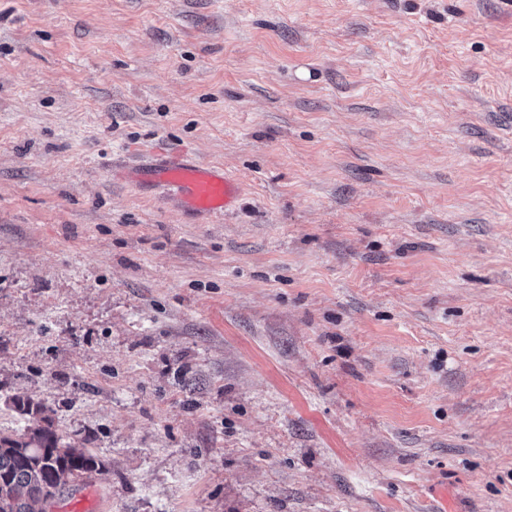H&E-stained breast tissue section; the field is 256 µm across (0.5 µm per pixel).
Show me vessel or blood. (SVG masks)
I'll return each mask as SVG.
<instances>
[{"instance_id": "1", "label": "vessel or blood", "mask_w": 512, "mask_h": 512, "mask_svg": "<svg viewBox=\"0 0 512 512\" xmlns=\"http://www.w3.org/2000/svg\"><path fill=\"white\" fill-rule=\"evenodd\" d=\"M125 176L138 186L165 190L183 210L205 217H224L242 194L240 180L232 172L185 155H153Z\"/></svg>"}]
</instances>
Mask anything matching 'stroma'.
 Here are the masks:
<instances>
[{
	"label": "stroma",
	"instance_id": "obj_1",
	"mask_svg": "<svg viewBox=\"0 0 512 512\" xmlns=\"http://www.w3.org/2000/svg\"><path fill=\"white\" fill-rule=\"evenodd\" d=\"M18 395L99 512H512V0H0ZM139 187L165 190L185 211L223 219L242 195L239 178L223 167L196 162L187 155L156 154L124 172Z\"/></svg>",
	"mask_w": 512,
	"mask_h": 512
}]
</instances>
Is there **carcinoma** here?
I'll return each instance as SVG.
<instances>
[{
    "label": "carcinoma",
    "mask_w": 512,
    "mask_h": 512,
    "mask_svg": "<svg viewBox=\"0 0 512 512\" xmlns=\"http://www.w3.org/2000/svg\"><path fill=\"white\" fill-rule=\"evenodd\" d=\"M14 405L44 425L28 428L19 438L0 437V512H34L33 503L59 493L73 473L83 480L101 473L94 455L57 436L41 406L21 397L14 398Z\"/></svg>",
    "instance_id": "obj_1"
}]
</instances>
